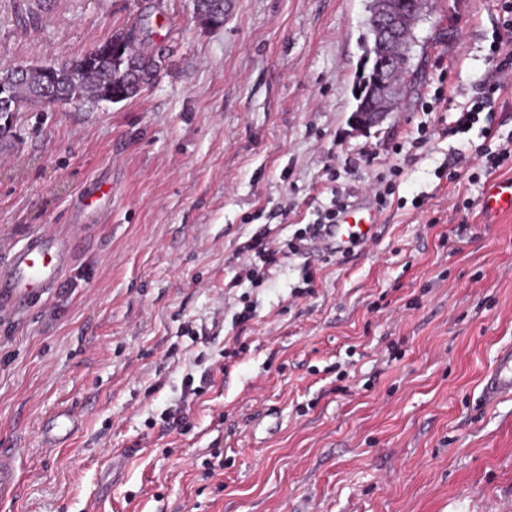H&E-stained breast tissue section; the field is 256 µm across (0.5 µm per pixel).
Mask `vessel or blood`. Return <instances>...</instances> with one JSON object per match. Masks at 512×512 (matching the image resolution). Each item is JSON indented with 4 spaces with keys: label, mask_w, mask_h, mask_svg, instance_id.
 I'll list each match as a JSON object with an SVG mask.
<instances>
[{
    "label": "vessel or blood",
    "mask_w": 512,
    "mask_h": 512,
    "mask_svg": "<svg viewBox=\"0 0 512 512\" xmlns=\"http://www.w3.org/2000/svg\"><path fill=\"white\" fill-rule=\"evenodd\" d=\"M482 209L488 214L512 212V180L492 181L482 198ZM376 210L352 204L340 224L332 227L330 236L337 246L360 244L371 240L378 225ZM79 248L71 236L42 232L30 237L0 265V308L22 309L39 301L54 288L64 269L71 265ZM512 398V343L502 346L485 375L480 400L485 406ZM79 427L74 412L50 416L42 429L44 442L51 447L63 446ZM19 478L12 450L0 449V498L12 496Z\"/></svg>",
    "instance_id": "vessel-or-blood-1"
}]
</instances>
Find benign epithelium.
I'll use <instances>...</instances> for the list:
<instances>
[{
	"mask_svg": "<svg viewBox=\"0 0 512 512\" xmlns=\"http://www.w3.org/2000/svg\"><path fill=\"white\" fill-rule=\"evenodd\" d=\"M409 0H376L371 24L377 33L375 53L376 72L364 99L355 107L350 124L358 132H368L384 123L399 104V88L384 79V73L403 66L402 58L394 52L403 29L416 24L419 17L406 6Z\"/></svg>",
	"mask_w": 512,
	"mask_h": 512,
	"instance_id": "1",
	"label": "benign epithelium"
}]
</instances>
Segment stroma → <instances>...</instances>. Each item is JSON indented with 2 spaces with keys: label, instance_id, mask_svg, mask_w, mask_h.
Instances as JSON below:
<instances>
[{
  "label": "stroma",
  "instance_id": "obj_1",
  "mask_svg": "<svg viewBox=\"0 0 512 512\" xmlns=\"http://www.w3.org/2000/svg\"><path fill=\"white\" fill-rule=\"evenodd\" d=\"M366 5L227 0L214 26L194 0H0V69L131 27L164 59L131 100L29 105L0 136V259L81 239L48 297L0 312V448L22 477L0 512H512V399H478L512 343V214L483 215L488 177H448L483 141L448 129L497 77L501 0H431L405 97L357 134ZM382 176L377 236L313 249L314 294L299 258L241 278L255 232L290 239L332 186L370 203ZM97 180L112 198L84 207ZM188 374L200 399L165 433ZM62 408L81 425L47 447Z\"/></svg>",
  "mask_w": 512,
  "mask_h": 512
}]
</instances>
